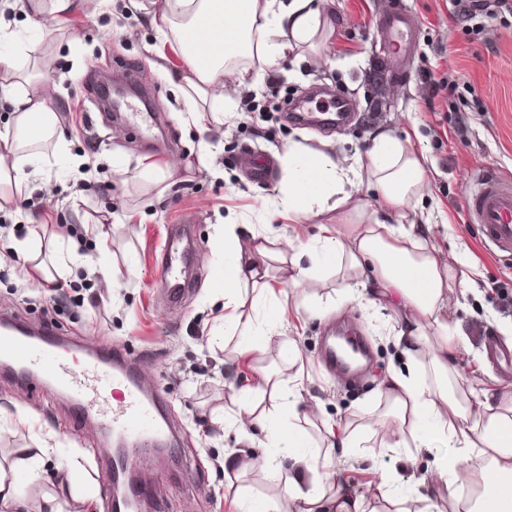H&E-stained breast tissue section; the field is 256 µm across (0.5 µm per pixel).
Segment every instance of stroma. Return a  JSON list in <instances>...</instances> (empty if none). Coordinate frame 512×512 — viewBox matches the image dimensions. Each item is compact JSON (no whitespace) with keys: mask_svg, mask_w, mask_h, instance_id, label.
Segmentation results:
<instances>
[{"mask_svg":"<svg viewBox=\"0 0 512 512\" xmlns=\"http://www.w3.org/2000/svg\"><path fill=\"white\" fill-rule=\"evenodd\" d=\"M143 2L141 12L128 0H112L107 9L99 0H84L75 23L49 20L33 33L35 61L18 62L23 70L37 68L49 84L68 146L61 153L54 142H42L44 161L29 168L23 199L0 204V316L121 348L143 367L179 443L171 458L150 448L138 451L142 476L152 486L147 512H241L244 498L271 500L278 512H293L264 466L269 450L261 429L243 431L215 420L267 375L298 385L315 441L326 443L332 426L357 440V447L329 451L342 484L362 491L384 479L403 488L432 480L447 447L415 457L408 449L386 447L392 406L381 383L404 366L393 339L394 306L369 294L343 300L342 287L356 281L349 270L299 288L280 274L274 289L282 309L270 316L275 334L259 350L241 353L238 336L225 332L222 321L224 220L278 237L286 252L305 244L322 224L348 235L359 215L384 212L380 193L363 185L339 210L289 221L272 206L284 175L279 156L288 145L317 149L328 140L338 157L353 161L366 158L375 136L385 132L424 154L422 195L432 214L426 238L445 253H458L460 271L474 281L469 291L456 285L448 293V323L462 334L459 381L511 395L512 364L489 361L485 343L512 346V258L488 250L466 199L482 169L512 178V16L461 23L450 20L449 0H335L336 30L322 48L263 63L260 85L239 88L234 116L220 123L210 113L192 118L171 81L153 70L146 50L156 37L149 13L165 0ZM394 8L416 25L400 62L406 74L401 81L389 72L388 44L377 26ZM130 67L153 87L147 125L116 120L91 99V79H118ZM317 87L326 94L311 98V110L323 111L333 95H342L352 108L349 123L289 120V103L311 97ZM74 158L89 164L90 172L72 169ZM145 158L177 167L157 186L141 175ZM94 223L108 232L104 265L93 271L70 266L58 288L29 278L27 263L8 248L12 240L34 236L73 239L92 254L95 241L84 227ZM175 224L190 227L196 248L195 286L178 303L160 285L162 245ZM348 324L359 329L371 353L357 384L325 364V337ZM288 342L301 353L292 362L282 350ZM111 446L97 419L67 396L49 397L34 377L21 383L0 374V466L17 465L23 449L44 450L39 477L24 487L22 512H113L112 494L102 483ZM76 448V482H55ZM229 457L236 461L231 469L224 465Z\"/></svg>","mask_w":512,"mask_h":512,"instance_id":"obj_1","label":"stroma"}]
</instances>
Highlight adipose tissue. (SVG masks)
Segmentation results:
<instances>
[{
  "label": "adipose tissue",
  "mask_w": 512,
  "mask_h": 512,
  "mask_svg": "<svg viewBox=\"0 0 512 512\" xmlns=\"http://www.w3.org/2000/svg\"><path fill=\"white\" fill-rule=\"evenodd\" d=\"M334 0H166L150 23L158 40L147 50L159 61L177 56L176 74L187 112H219L225 99L224 79L235 84H256L258 76L243 67L246 59L282 58L299 47L317 49L332 30ZM80 8L78 0H27L20 25L0 15V68L12 70L20 58L36 51L29 31L44 20L70 22ZM229 25L225 45L201 52L198 36L217 21ZM15 135L0 134V200L22 196L28 180L15 157L52 139L57 149L66 146V132L50 105L47 90L21 99ZM284 177L278 187L277 210L298 221L347 205L359 185L375 187L389 212L400 214L421 194L423 158L402 143L379 133L367 161L353 163L333 150H310L295 143L281 157ZM274 238L243 239L239 225L224 226V324L247 336L263 335L259 318L240 313L243 289L272 294L267 280L269 260L289 266L290 280L299 285L349 267L362 278L361 286L395 296L400 315L395 340L409 362L407 373L394 372L383 382V392L396 409L391 435L399 448L429 450L442 441L453 448L452 457L437 460L436 469L448 494L447 512H512V497L494 499L486 489L494 482L512 483V398L496 389L464 391L455 386L458 352L455 332L448 326V282L452 268L436 247L417 238L413 228L373 216L357 224L346 238L332 225L322 224L300 252L283 255L274 250ZM275 398L269 411L259 410L255 391L240 397L233 418L241 430L257 427L287 444L293 468L281 470L276 457L267 466L275 470L285 497L296 512H374L372 504L389 502L394 512H440L430 495H411L388 482L355 493L335 482L328 455L311 446L310 419L300 405L299 393L285 380L265 378ZM481 461L479 472L459 469L462 460ZM478 482L477 494L464 493L465 484Z\"/></svg>",
  "instance_id": "adipose-tissue-1"
}]
</instances>
